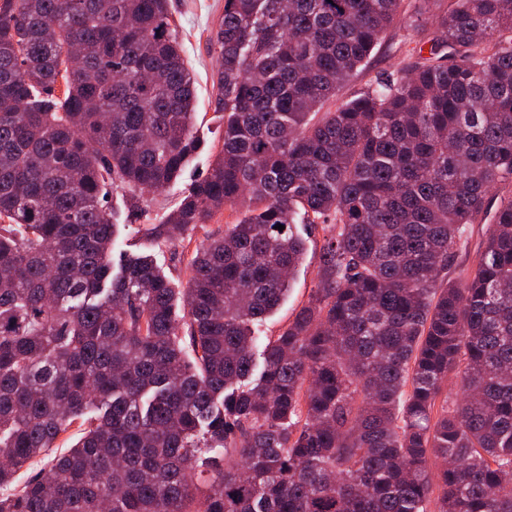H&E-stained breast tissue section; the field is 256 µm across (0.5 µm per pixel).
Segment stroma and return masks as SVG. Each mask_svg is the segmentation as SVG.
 Segmentation results:
<instances>
[{"mask_svg":"<svg viewBox=\"0 0 512 512\" xmlns=\"http://www.w3.org/2000/svg\"><path fill=\"white\" fill-rule=\"evenodd\" d=\"M176 33L181 43L183 58L194 78V95L198 112L197 131L205 147L194 155L180 178L166 190L146 195L141 210L131 213L122 209L121 197H114V205L119 206V235L115 251L149 253L153 245L143 233L147 224L160 223L172 209L181 193L195 179L204 175L222 147L224 121L217 108L216 73L219 61L210 49L221 14L224 0H170ZM414 13H405L387 33L384 42L375 48L366 68L355 76L341 91L342 96H350L366 86L381 72L400 67L406 55L404 40L407 35L426 41L436 34L434 25L415 27ZM512 196V182L500 183L487 197L484 210L476 223L468 225L467 245L455 259L450 277H458L460 269L472 267L478 250L485 238V232L505 198ZM242 213L241 208H228L217 212L202 227L196 228L179 244L176 252L158 254V261L174 281L176 287H185L189 276L187 260L195 246L206 234L223 232L226 225L236 223ZM322 231L308 236V251L302 266L297 270L287 298L275 313L267 318L260 329L261 336H273L287 325L296 311L307 302L316 284V267L322 245Z\"/></svg>","mask_w":512,"mask_h":512,"instance_id":"1","label":"stroma"}]
</instances>
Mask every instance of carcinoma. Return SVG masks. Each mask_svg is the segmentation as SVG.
<instances>
[{"label":"carcinoma","mask_w":512,"mask_h":512,"mask_svg":"<svg viewBox=\"0 0 512 512\" xmlns=\"http://www.w3.org/2000/svg\"><path fill=\"white\" fill-rule=\"evenodd\" d=\"M417 2L440 37L340 100L405 0H224V143L147 231L245 211L180 289L108 207L201 148L168 0H0V512H512V197L448 278L512 180V0ZM512 196V182L506 181L498 184L487 196L484 210L475 224L467 226L465 234L467 245L460 251L455 259L454 266L448 277L455 279L462 268H470L476 262L478 250L485 238V232L493 222L494 215L500 206L501 200ZM306 225L297 224L298 231L304 237H308V251L302 266L296 271L288 297L275 313L264 321V325L260 328V336L264 341L265 336H274L279 330L288 325L296 311L307 302L312 289L316 284V270L319 250L322 245L323 232L320 228L310 234V229H306L308 235L304 231Z\"/></svg>","instance_id":"carcinoma-1"}]
</instances>
